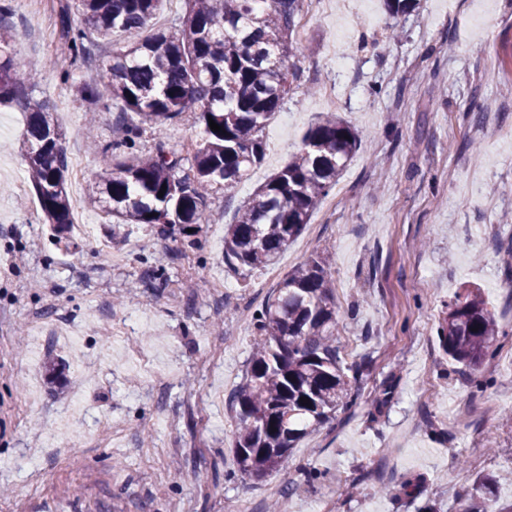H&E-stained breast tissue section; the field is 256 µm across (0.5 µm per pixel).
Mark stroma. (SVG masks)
<instances>
[{
	"label": "stroma",
	"instance_id": "1",
	"mask_svg": "<svg viewBox=\"0 0 512 512\" xmlns=\"http://www.w3.org/2000/svg\"><path fill=\"white\" fill-rule=\"evenodd\" d=\"M17 49L40 60L69 162L73 222L59 243L21 153L26 117L0 105V512H456L474 480L512 469V0H425L391 21L382 0H330L300 16L297 76L248 179L211 198L196 248L179 232L109 226L85 199L100 169L85 131L122 135L88 111L56 51L60 0H5ZM344 35L345 67L331 54ZM73 70L64 81V70ZM337 112L361 143L277 265L242 278L224 228L279 171L315 117ZM193 114L146 128L140 149L187 152ZM319 252L336 286V339L361 374L357 402L262 482L235 476L228 394L252 316ZM503 332L482 371L440 350L436 327L467 287ZM53 309L44 318L45 309ZM424 477L420 496L405 481ZM290 481L298 493L282 495Z\"/></svg>",
	"mask_w": 512,
	"mask_h": 512
}]
</instances>
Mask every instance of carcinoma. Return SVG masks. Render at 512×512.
<instances>
[{"label": "carcinoma", "instance_id": "carcinoma-1", "mask_svg": "<svg viewBox=\"0 0 512 512\" xmlns=\"http://www.w3.org/2000/svg\"><path fill=\"white\" fill-rule=\"evenodd\" d=\"M163 0H75L88 30L75 29L70 4L60 7L59 42L74 62L94 64L95 77L76 85L87 103L121 106L131 115L122 138L100 148L101 169L87 200L115 224L179 227L184 245L210 221L211 196L241 182L264 156L263 131L292 90L286 66L303 0H185L172 29H151ZM392 17L423 0H383ZM0 6V104L26 115L22 149L32 189L57 235L68 232L73 205L62 133L49 102L34 96L41 63L16 49ZM26 71L30 88L16 79ZM186 112L202 125L188 158L160 147L140 156L144 124H165ZM221 126L214 132L209 120ZM358 134L334 113L316 119L301 147L270 176L224 229V263L244 278L275 265L304 231L358 146ZM163 196H158L160 189ZM336 289L317 256L279 281L255 315L254 349L230 396L233 455L241 476L263 480L285 468L293 449L354 402L356 367L336 345ZM499 331L484 291L467 288L437 327L444 355L470 373L494 357ZM308 399L303 403L300 398ZM475 481L460 512H512Z\"/></svg>", "mask_w": 512, "mask_h": 512}]
</instances>
